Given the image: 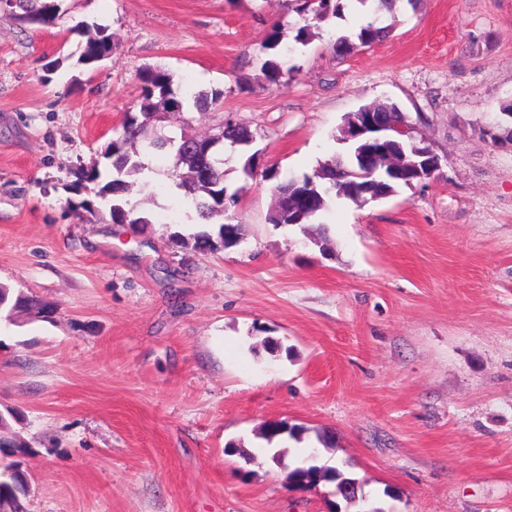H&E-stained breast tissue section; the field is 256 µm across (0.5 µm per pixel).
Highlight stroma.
<instances>
[{"mask_svg":"<svg viewBox=\"0 0 512 512\" xmlns=\"http://www.w3.org/2000/svg\"><path fill=\"white\" fill-rule=\"evenodd\" d=\"M58 3L53 25L0 8V283L41 303L0 320V412L32 450L25 512H512V0H420L344 58L329 43L367 19L357 0L305 46L288 0ZM100 27L114 54L80 64ZM147 67L224 93L217 110L159 107L151 136L254 132L224 154L237 246L174 244L197 216L141 143L157 190L128 200L150 224L112 223L98 183L76 186L78 167L109 175ZM383 100L439 156L434 177L269 223L273 184L246 156L301 178ZM274 421L305 429L278 464ZM304 446L363 500L289 484Z\"/></svg>","mask_w":512,"mask_h":512,"instance_id":"obj_1","label":"stroma"}]
</instances>
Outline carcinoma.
<instances>
[{
	"label": "carcinoma",
	"mask_w": 512,
	"mask_h": 512,
	"mask_svg": "<svg viewBox=\"0 0 512 512\" xmlns=\"http://www.w3.org/2000/svg\"><path fill=\"white\" fill-rule=\"evenodd\" d=\"M405 1L411 8H416L418 0H374V15L370 21L359 26L349 34L337 36L332 43L336 55L346 57L356 51L381 42L391 33V28L378 24V16L393 15L397 12L398 3ZM296 11L302 15H312L315 22H324L331 17L344 16L346 0H294ZM18 9L30 16L29 22L53 24L59 19V7L56 0H21ZM114 53L112 36L99 31L97 37L86 42L82 48L80 59L86 64L100 62ZM282 76V68L278 61L268 59L260 68V79L268 83H276ZM139 80L142 83V96L137 103V113L126 116L121 127L115 130L116 138L105 149V158L111 160L110 179L101 187V199L108 208L114 224H150L152 220L145 216H134V210L128 208L127 196L145 170V164L136 153L124 150L127 144L145 139V132L151 125L155 115L153 99L158 97L177 111L183 107L185 99L190 98L197 107L219 108L223 104V94L214 91L210 94L189 91H175L170 75L158 67L144 69ZM371 111L385 115L393 123H404L408 118L400 107L389 101H378L371 104ZM224 144L231 149L248 145L254 140L253 133L231 121H225ZM148 148L163 152L168 158L166 175L182 189L191 200L199 218L205 222L216 216L224 218L218 230H206L184 235L175 233L173 241L191 247L200 252H216L238 245V242L226 234L227 224L231 216L227 214V204L236 201L237 193H228L224 183V163L217 161L215 152L208 139L194 138L187 152L178 157L166 148L165 139L157 137L148 141ZM358 147L354 142L347 143L345 153L336 157L333 164L322 165L310 175L301 179H287L276 183L278 205L269 216L272 224H310L329 207L334 196L354 200V197L342 189L344 185L361 188L368 184L380 185L382 189L374 194L367 192L362 195L361 202L379 201L394 195L400 188L410 187L409 181L394 179L378 170L372 176L363 175L359 165ZM14 300V306H35L37 302L23 294L12 296L11 289L0 285V303L8 304ZM8 422L0 415V453L5 456L26 455L29 447L20 439L8 435ZM288 433L289 437L301 441L303 428L289 426L283 422L267 423L263 427V436L270 441L272 438ZM326 477L336 483L337 492L344 498L355 499L358 496L359 483L356 479L346 477L339 469L326 473Z\"/></svg>",
	"instance_id": "1"
}]
</instances>
